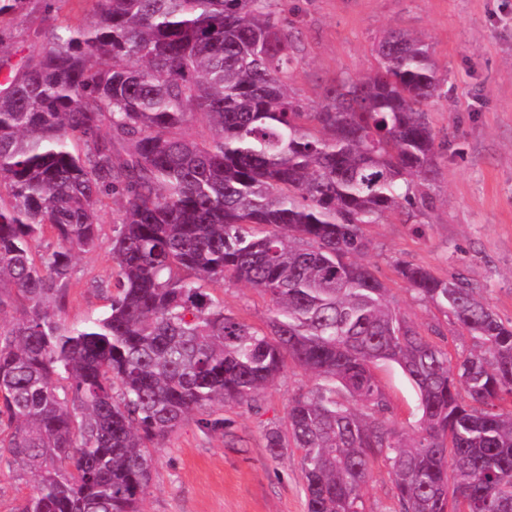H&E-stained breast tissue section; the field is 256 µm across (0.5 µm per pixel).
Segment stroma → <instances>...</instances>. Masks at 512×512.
<instances>
[{
  "mask_svg": "<svg viewBox=\"0 0 512 512\" xmlns=\"http://www.w3.org/2000/svg\"><path fill=\"white\" fill-rule=\"evenodd\" d=\"M278 9L304 46L290 92L308 107L320 102L337 76H361L375 65L373 48L389 28L407 30L430 44L448 74V95L429 119L442 144L439 176L430 185L431 208L402 221L389 216L366 228L370 246L361 260L373 266L389 299L419 328L440 324V346L468 351L473 342L400 278L412 264L450 279L467 276L503 322H512V0H278ZM119 203L100 215L99 247L75 253L60 316L78 323L105 314L112 294L109 245ZM227 312L264 327L270 303L242 282L214 288ZM397 434H418L417 393L394 364L377 371ZM313 374L290 364L260 391L253 406L227 404L216 416L229 432L205 431V411L192 412L159 440L153 481L143 512H306L299 453L272 456L268 425L282 422L291 399L309 390ZM390 467L375 463L364 495L365 512H391Z\"/></svg>",
  "mask_w": 512,
  "mask_h": 512,
  "instance_id": "1",
  "label": "stroma"
}]
</instances>
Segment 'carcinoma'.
Returning a JSON list of instances; mask_svg holds the SVG:
<instances>
[{
	"mask_svg": "<svg viewBox=\"0 0 512 512\" xmlns=\"http://www.w3.org/2000/svg\"><path fill=\"white\" fill-rule=\"evenodd\" d=\"M32 0H0V46ZM35 54L0 56V468L33 483L12 512H141L157 441L194 410L248 405L291 362L316 384L266 428L300 452L307 512H364L375 461L395 512H512V323L468 279L399 275L466 331L453 359L388 299L364 226L431 208L429 108L447 77L402 29L315 108L289 91L298 32L272 0H91ZM198 116L210 134H181ZM121 202L109 311L58 318L73 253ZM58 248L39 250L46 232ZM272 304L256 328L208 285ZM416 389L404 443L375 370Z\"/></svg>",
	"mask_w": 512,
	"mask_h": 512,
	"instance_id": "carcinoma-1",
	"label": "carcinoma"
}]
</instances>
